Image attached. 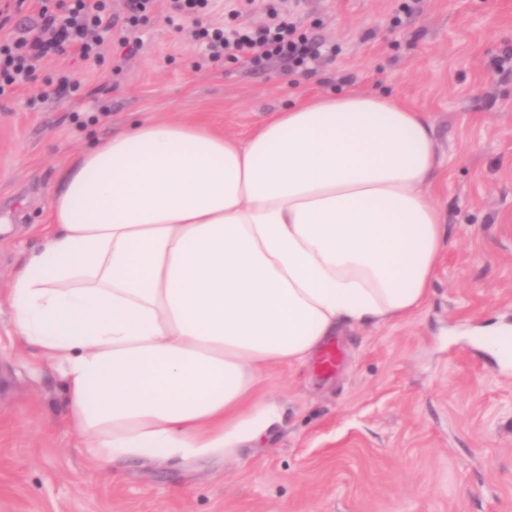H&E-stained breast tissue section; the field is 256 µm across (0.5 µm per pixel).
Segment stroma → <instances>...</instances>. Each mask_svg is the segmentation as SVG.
Returning <instances> with one entry per match:
<instances>
[{
  "mask_svg": "<svg viewBox=\"0 0 512 512\" xmlns=\"http://www.w3.org/2000/svg\"><path fill=\"white\" fill-rule=\"evenodd\" d=\"M304 0L299 24L340 46L313 75L286 61L208 64L192 25L158 4L122 59L53 56L0 95V294L37 254L58 171L145 118L238 135L295 98L349 89L428 112L431 188L453 241L427 304L343 327L337 372L266 369L274 413L229 456L97 461L53 361L0 306V512H512V367L480 328H512V0ZM400 25H393V15Z\"/></svg>",
  "mask_w": 512,
  "mask_h": 512,
  "instance_id": "obj_1",
  "label": "stroma"
}]
</instances>
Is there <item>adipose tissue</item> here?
I'll return each instance as SVG.
<instances>
[{
	"label": "adipose tissue",
	"mask_w": 512,
	"mask_h": 512,
	"mask_svg": "<svg viewBox=\"0 0 512 512\" xmlns=\"http://www.w3.org/2000/svg\"><path fill=\"white\" fill-rule=\"evenodd\" d=\"M439 165L429 114L387 96L304 100L243 136L148 119L63 164L0 299L58 360L91 456L224 455L272 412L263 370L425 305L451 245Z\"/></svg>",
	"instance_id": "1"
}]
</instances>
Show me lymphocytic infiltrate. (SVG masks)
<instances>
[{"instance_id":"f902f5d3","label":"lymphocytic infiltrate","mask_w":512,"mask_h":512,"mask_svg":"<svg viewBox=\"0 0 512 512\" xmlns=\"http://www.w3.org/2000/svg\"><path fill=\"white\" fill-rule=\"evenodd\" d=\"M152 0H125L127 16L117 24L106 14V0H58L56 6H41L40 20L0 42V94L32 80L36 69L48 55L73 48L86 61H98L103 53L104 32L117 28L120 41L129 52L141 43L135 31ZM210 0H170V9L189 18L194 37L201 41L204 54L214 62L247 56L253 63L280 58L291 62L294 70L306 75L323 57L335 56L336 46L312 40L287 12L270 8L267 22L258 27L203 26L201 15Z\"/></svg>"}]
</instances>
